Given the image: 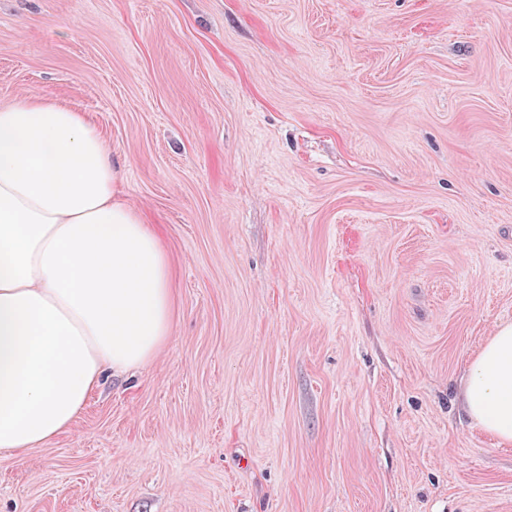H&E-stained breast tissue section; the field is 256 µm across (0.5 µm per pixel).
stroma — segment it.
I'll list each match as a JSON object with an SVG mask.
<instances>
[{"mask_svg": "<svg viewBox=\"0 0 512 512\" xmlns=\"http://www.w3.org/2000/svg\"><path fill=\"white\" fill-rule=\"evenodd\" d=\"M81 112L171 332L0 512H512L465 369L512 324V0H0V106Z\"/></svg>", "mask_w": 512, "mask_h": 512, "instance_id": "35a3bbf8", "label": "stroma"}]
</instances>
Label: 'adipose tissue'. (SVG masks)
<instances>
[{
	"label": "adipose tissue",
	"mask_w": 512,
	"mask_h": 512,
	"mask_svg": "<svg viewBox=\"0 0 512 512\" xmlns=\"http://www.w3.org/2000/svg\"><path fill=\"white\" fill-rule=\"evenodd\" d=\"M171 320L167 255L95 128L38 97L1 108L0 454L64 433L105 372L154 357ZM463 396L512 445L511 324L469 361Z\"/></svg>",
	"instance_id": "ef3b65f1"
}]
</instances>
